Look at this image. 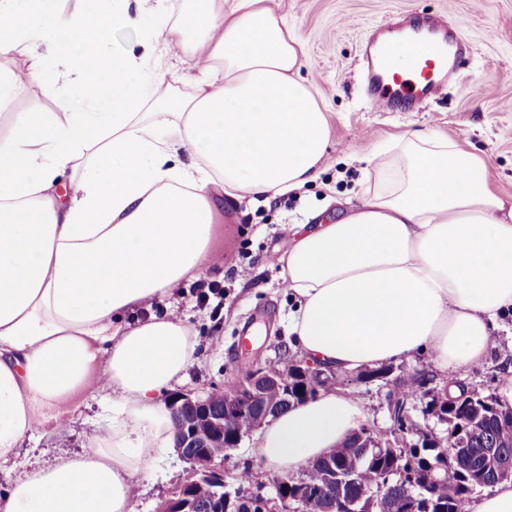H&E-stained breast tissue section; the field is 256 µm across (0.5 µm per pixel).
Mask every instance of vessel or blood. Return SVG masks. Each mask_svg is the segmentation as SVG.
<instances>
[{
    "mask_svg": "<svg viewBox=\"0 0 512 512\" xmlns=\"http://www.w3.org/2000/svg\"><path fill=\"white\" fill-rule=\"evenodd\" d=\"M409 35L378 33L363 48L367 93L380 112H402L438 95L471 51L446 21L411 17Z\"/></svg>",
    "mask_w": 512,
    "mask_h": 512,
    "instance_id": "1",
    "label": "vessel or blood"
}]
</instances>
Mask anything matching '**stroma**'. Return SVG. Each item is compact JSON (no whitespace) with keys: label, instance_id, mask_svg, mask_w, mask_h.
<instances>
[{"label":"stroma","instance_id":"1","mask_svg":"<svg viewBox=\"0 0 512 512\" xmlns=\"http://www.w3.org/2000/svg\"><path fill=\"white\" fill-rule=\"evenodd\" d=\"M275 4L304 44L306 75L326 112L330 139L319 178L303 189L256 199L218 195L220 221L213 241L218 260L205 268L204 275L224 288L220 312L197 307L187 283L173 299L154 303L146 312L136 311L140 320L151 313L175 316L193 326L198 358L181 388L198 395L224 386L245 370L243 330L264 329L267 339L255 346L253 359L265 366H281L289 341L288 316L296 306L281 263L292 244L290 227L313 223L315 213L324 208L344 210L347 199L359 198L370 170L359 159L358 141L373 147L412 131L451 138L483 157L495 189L512 199V0H275ZM407 13L446 18L472 45L473 53L460 63L444 96L424 100L410 112H379L364 96L360 49L373 28ZM0 67L12 71L15 85L11 102L0 108V135L10 132L17 113L59 116L71 111L67 88L46 94L32 79L25 56L0 53ZM492 340L484 362L455 374L440 369L426 352L394 362L392 368L423 370L425 389L432 395L452 379L467 389L493 394L512 370V314L500 321ZM337 389L361 401L368 413L366 424L374 432L390 429L384 382H364L356 373L343 371ZM101 412L100 395L87 396L67 425L47 426L38 440H24L18 462H49L59 451L93 447L103 433ZM220 465L232 475L250 469L253 488L274 496V474L254 455L251 440L227 451ZM186 468L175 452H167L154 476L140 480L136 512H156L184 479Z\"/></svg>","mask_w":512,"mask_h":512}]
</instances>
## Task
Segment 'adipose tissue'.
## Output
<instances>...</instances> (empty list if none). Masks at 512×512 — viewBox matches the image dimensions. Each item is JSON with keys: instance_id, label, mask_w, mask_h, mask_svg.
<instances>
[{"instance_id": "1", "label": "adipose tissue", "mask_w": 512, "mask_h": 512, "mask_svg": "<svg viewBox=\"0 0 512 512\" xmlns=\"http://www.w3.org/2000/svg\"><path fill=\"white\" fill-rule=\"evenodd\" d=\"M0 0V51L35 43L30 74L68 83L73 111L21 114L0 136V465L24 437L66 425L92 391L105 434L11 479L0 512H133L175 427L167 392L198 342L176 317L132 320L210 260L212 188L277 196L317 180L330 127L304 76V46L273 0ZM146 32L144 52L108 50L112 32ZM206 50L192 92L159 91L163 48ZM363 159L375 180L324 224H301L286 258L289 318L305 358L380 368L430 350L450 371L480 363L512 311V200L485 162L451 139L410 133ZM71 173L68 190L59 176ZM367 419L329 390L256 433L265 466L294 473Z\"/></svg>"}]
</instances>
